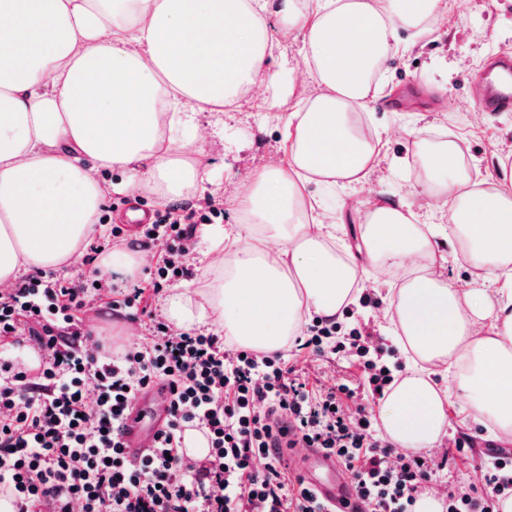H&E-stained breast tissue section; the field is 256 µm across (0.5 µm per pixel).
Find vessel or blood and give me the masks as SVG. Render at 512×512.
<instances>
[{"label":"vessel or blood","instance_id":"vessel-or-blood-1","mask_svg":"<svg viewBox=\"0 0 512 512\" xmlns=\"http://www.w3.org/2000/svg\"><path fill=\"white\" fill-rule=\"evenodd\" d=\"M477 78L484 86L480 109L511 113L512 55L496 54L485 63ZM171 398V389L163 381L153 382L139 392L121 425L120 441L128 458H141L156 446L166 428ZM294 467L299 481L335 512H360L361 500L341 482L342 468L334 455L319 448H307L298 452Z\"/></svg>","mask_w":512,"mask_h":512}]
</instances>
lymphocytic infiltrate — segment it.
<instances>
[{
  "label": "lymphocytic infiltrate",
  "instance_id": "1",
  "mask_svg": "<svg viewBox=\"0 0 512 512\" xmlns=\"http://www.w3.org/2000/svg\"><path fill=\"white\" fill-rule=\"evenodd\" d=\"M196 214L193 204L176 205L143 225L138 244L156 252L157 268L130 292L102 294L90 256L70 278L37 270L0 291V339L45 354L34 368L0 362V499L10 512H325L288 471L281 445L291 433L336 456L364 512H413L434 463L412 452L393 466L371 400L395 378L366 330L341 336L336 320L324 319L301 344L318 356L362 358L370 401L347 415L342 402L355 394L348 385L311 388L282 356L158 320L152 301L187 274L183 243ZM91 306L146 317L147 336L136 349L112 351L86 329ZM156 380L174 391L169 422L153 451L134 461L118 430L137 392ZM189 430L208 440L203 462L183 448ZM477 467L482 486L449 496L447 512H500L512 498L511 449H488Z\"/></svg>",
  "mask_w": 512,
  "mask_h": 512
}]
</instances>
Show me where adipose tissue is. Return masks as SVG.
Returning <instances> with one entry per match:
<instances>
[{
  "mask_svg": "<svg viewBox=\"0 0 512 512\" xmlns=\"http://www.w3.org/2000/svg\"><path fill=\"white\" fill-rule=\"evenodd\" d=\"M443 0H0V285L83 255L107 193L150 190L170 205L208 191L204 112L261 97L274 112L293 86L270 71L271 22L301 38L314 95L289 113L290 169L247 175L238 223L208 233L210 280L165 299L169 322L209 327L246 348L286 352L313 317L356 303L371 271H396L386 329L414 369L379 403L388 442L437 447L447 397L512 438V171L472 181L454 140L416 139L423 182L411 200L365 209L348 247L326 197L304 186L362 189L376 149L352 116L378 98L397 47L415 44ZM127 171L103 186L100 170ZM488 287L443 276L436 214ZM144 253L96 261L133 280Z\"/></svg>",
  "mask_w": 512,
  "mask_h": 512,
  "instance_id": "adipose-tissue-1",
  "label": "adipose tissue"
}]
</instances>
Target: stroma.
<instances>
[{
  "instance_id": "35a3bbf8",
  "label": "stroma",
  "mask_w": 512,
  "mask_h": 512,
  "mask_svg": "<svg viewBox=\"0 0 512 512\" xmlns=\"http://www.w3.org/2000/svg\"><path fill=\"white\" fill-rule=\"evenodd\" d=\"M512 53V0H444V9L429 34L416 45L390 57L383 76L384 94L391 97L411 89L416 104L395 109L372 103L362 114L363 122L374 130H394V137L382 140L379 156L367 177L366 192L336 193V216L348 235H355L365 200L398 201L415 188L419 178L413 160L416 151L414 130L427 137L452 136L466 160L478 161L474 174H495L498 153L512 150V113L481 111L474 80L475 71L493 54ZM201 125L217 129L206 145L208 161L222 201L221 224L235 223L237 214L231 196L240 176L268 164L288 167L289 154L282 125L267 116L261 101L220 113H203ZM300 369L310 385L357 386L362 370L345 359L298 356ZM452 425L451 438L430 456L440 468L432 480L438 494L476 482L472 453L496 444L493 426L473 419L466 402L450 398L446 404ZM472 437L474 450L458 451L461 435Z\"/></svg>"
}]
</instances>
